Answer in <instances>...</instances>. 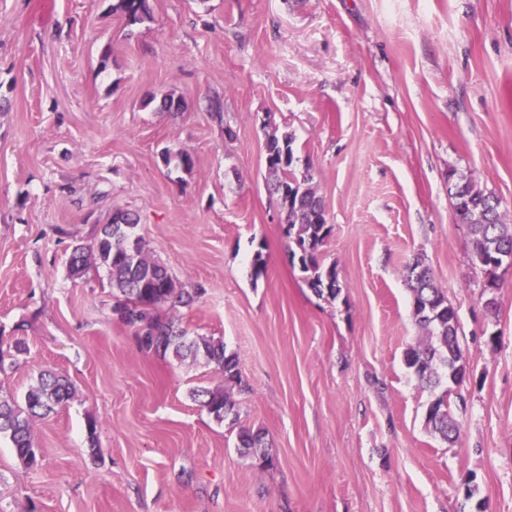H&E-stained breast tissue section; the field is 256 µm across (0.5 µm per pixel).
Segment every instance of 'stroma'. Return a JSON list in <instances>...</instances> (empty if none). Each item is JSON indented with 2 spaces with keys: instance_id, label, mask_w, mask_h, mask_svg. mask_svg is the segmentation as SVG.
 <instances>
[{
  "instance_id": "stroma-1",
  "label": "stroma",
  "mask_w": 512,
  "mask_h": 512,
  "mask_svg": "<svg viewBox=\"0 0 512 512\" xmlns=\"http://www.w3.org/2000/svg\"><path fill=\"white\" fill-rule=\"evenodd\" d=\"M112 3L0 0V389L24 396L44 367L75 390L33 424L37 470L0 437V512H462L468 476L512 512V270L487 311L450 195L471 176L512 221V0H149L133 27ZM162 92L183 108L145 105ZM273 131L314 176L338 298L309 288L284 233ZM116 209L201 289L179 327L238 355L232 397L273 467L192 399L223 386L213 367L144 354L106 270L70 277ZM417 258L469 363L452 446L403 361Z\"/></svg>"
}]
</instances>
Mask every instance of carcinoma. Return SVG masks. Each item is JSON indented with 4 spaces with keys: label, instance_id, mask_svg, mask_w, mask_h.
I'll return each mask as SVG.
<instances>
[{
    "label": "carcinoma",
    "instance_id": "carcinoma-1",
    "mask_svg": "<svg viewBox=\"0 0 512 512\" xmlns=\"http://www.w3.org/2000/svg\"><path fill=\"white\" fill-rule=\"evenodd\" d=\"M112 11L129 25L151 19L149 0H115ZM294 136L291 133L268 138L269 170L274 173L271 191L286 209V235L299 253L310 288L319 296L337 298L342 291L336 265L323 266L317 256L332 227L327 222L321 197L313 186L310 168L299 172L294 165ZM451 198L458 206L457 216L468 226L473 239L472 264L485 275V285L500 287L506 273L497 262L504 249L512 250V224L501 210V200L483 188L473 177L464 176L452 187ZM140 217L127 210H117L101 225L92 245L80 246L69 258L71 276L81 278L90 270H107L114 299L112 309L121 308V322L135 332L139 348L147 353L166 356L172 353L182 360L201 358L224 378V383H242L239 357L226 352L224 341L211 336H186L176 322L182 307L192 306L202 290H188L160 261L150 256L136 233ZM403 276L411 292L413 317L422 335L404 352L406 368L422 387L434 390L448 380V367L459 366L460 378L467 375L464 351L458 337V316L448 297L435 282L430 269L416 260L404 268ZM74 396L63 377L48 369L37 371L35 384L23 402L0 395V435L9 437L17 459L28 469L41 465L35 448L32 423L56 412ZM194 398L215 420H229L238 425L237 448L258 461L262 468L272 466L266 452V432L238 424L235 403L220 388L194 390ZM426 426L447 444L454 443L461 425L454 416L448 391H443L426 409Z\"/></svg>",
    "mask_w": 512,
    "mask_h": 512
}]
</instances>
